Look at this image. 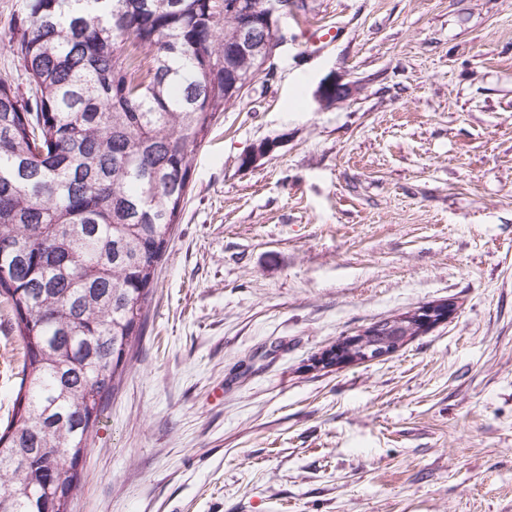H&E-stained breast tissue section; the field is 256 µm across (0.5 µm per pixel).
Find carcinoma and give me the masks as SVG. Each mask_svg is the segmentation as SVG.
I'll return each mask as SVG.
<instances>
[{
  "label": "carcinoma",
  "instance_id": "cac0c4a2",
  "mask_svg": "<svg viewBox=\"0 0 512 512\" xmlns=\"http://www.w3.org/2000/svg\"><path fill=\"white\" fill-rule=\"evenodd\" d=\"M71 2L23 0L0 32L26 79L0 77V297L25 349L0 512H69L224 88L272 76L224 74L242 23L224 0ZM286 19L262 4L249 23L273 37Z\"/></svg>",
  "mask_w": 512,
  "mask_h": 512
}]
</instances>
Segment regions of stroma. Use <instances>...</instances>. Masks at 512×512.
Masks as SVG:
<instances>
[{"instance_id": "stroma-1", "label": "stroma", "mask_w": 512, "mask_h": 512, "mask_svg": "<svg viewBox=\"0 0 512 512\" xmlns=\"http://www.w3.org/2000/svg\"><path fill=\"white\" fill-rule=\"evenodd\" d=\"M283 33L194 155L70 510L512 512V0H306ZM432 303L394 354L313 368ZM22 356L0 303L1 428Z\"/></svg>"}]
</instances>
